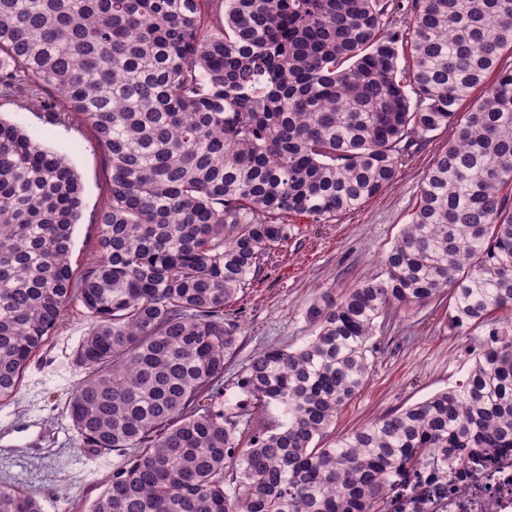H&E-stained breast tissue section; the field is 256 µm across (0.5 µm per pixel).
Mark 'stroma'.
I'll list each match as a JSON object with an SVG mask.
<instances>
[{
  "label": "stroma",
  "mask_w": 512,
  "mask_h": 512,
  "mask_svg": "<svg viewBox=\"0 0 512 512\" xmlns=\"http://www.w3.org/2000/svg\"><path fill=\"white\" fill-rule=\"evenodd\" d=\"M0 117L17 123L44 146L64 153L83 186V209L105 197L109 175L89 128L50 126L45 111L0 100ZM455 127L435 131L424 150L401 167L393 183L360 209L326 224L297 216L287 241L271 253L224 310L236 326L239 346L224 364V391L214 406L232 412L237 376L261 350L292 351L315 334L307 305L325 289H345L379 273L381 260L408 223L424 171ZM448 304L437 301L418 311H390L373 337L377 350L368 380L337 414L322 439L330 446L373 420L452 386L470 359L469 344L446 327ZM87 329L85 310L71 304L63 321L26 368L19 391L0 402V417L28 421L40 439L28 448L0 440V486L23 485L37 493L43 512H89L112 477V455L76 445L65 406L83 377L74 351Z\"/></svg>",
  "instance_id": "stroma-1"
}]
</instances>
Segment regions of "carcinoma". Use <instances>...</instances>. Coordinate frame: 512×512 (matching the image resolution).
<instances>
[{"instance_id": "obj_1", "label": "carcinoma", "mask_w": 512, "mask_h": 512, "mask_svg": "<svg viewBox=\"0 0 512 512\" xmlns=\"http://www.w3.org/2000/svg\"><path fill=\"white\" fill-rule=\"evenodd\" d=\"M507 54L512 0H0V97L90 128L111 173L76 272L79 177L0 119V401L81 304L67 414L80 447L122 457L90 512H382L429 458L512 454ZM450 125L381 274L323 291L303 347L238 375L286 417L242 438L200 400L224 389V308L288 239L282 218L360 208ZM443 294L475 344L461 379L319 446L367 381L377 320ZM0 512L43 510L1 486ZM73 239L71 265L76 272H79L87 263L97 258L96 229L86 224L84 219L80 224H76Z\"/></svg>"}]
</instances>
